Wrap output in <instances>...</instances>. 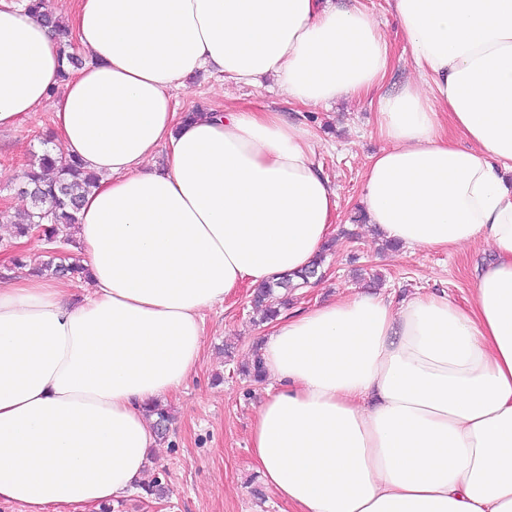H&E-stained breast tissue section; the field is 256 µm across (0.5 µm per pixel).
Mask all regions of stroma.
I'll return each instance as SVG.
<instances>
[{"label": "stroma", "mask_w": 512, "mask_h": 512, "mask_svg": "<svg viewBox=\"0 0 512 512\" xmlns=\"http://www.w3.org/2000/svg\"><path fill=\"white\" fill-rule=\"evenodd\" d=\"M396 47L383 91L399 89L414 75L409 51L387 0H364ZM178 111H223L225 105L275 109L315 128L321 145L316 161L338 194V230L326 255L322 275L292 294L289 309L321 303L375 285L379 292L409 297L448 289L459 302L471 298V273L487 261L482 246L447 253L432 249H384L377 233L353 224L362 174L384 145L377 131L376 94L342 97L314 107L288 104L273 80L253 86L223 87L220 78L198 70L175 90ZM53 110L43 105L13 129L0 132V259L14 245L8 217L24 203L17 193L28 164L46 144L55 142ZM252 288L242 285L223 306L204 313L202 362L186 385L163 398L172 420L152 450L146 479H158L163 496L136 489L129 495L91 508L90 512H292L263 482L250 448V428L266 396V383L242 376L246 363L268 328L254 312Z\"/></svg>", "instance_id": "obj_1"}]
</instances>
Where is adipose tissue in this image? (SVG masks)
I'll return each instance as SVG.
<instances>
[{
    "label": "adipose tissue",
    "mask_w": 512,
    "mask_h": 512,
    "mask_svg": "<svg viewBox=\"0 0 512 512\" xmlns=\"http://www.w3.org/2000/svg\"><path fill=\"white\" fill-rule=\"evenodd\" d=\"M416 76L360 0H78L88 65L0 0V129L51 103L99 181L75 237L90 277L0 278V504L95 507L142 480L148 413L199 365L203 312L310 265L336 231L319 137L271 110L178 116L207 69L290 104L378 91L386 148L359 203L401 248L494 254L472 300L343 295L274 321L250 445L295 512H512V0H388ZM163 167L150 162L160 145Z\"/></svg>",
    "instance_id": "adipose-tissue-1"
}]
</instances>
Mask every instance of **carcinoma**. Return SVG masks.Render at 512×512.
<instances>
[{"label": "carcinoma", "instance_id": "obj_1", "mask_svg": "<svg viewBox=\"0 0 512 512\" xmlns=\"http://www.w3.org/2000/svg\"><path fill=\"white\" fill-rule=\"evenodd\" d=\"M29 10L53 27L59 37L69 36L68 26L47 10L45 0H30ZM97 181L98 177L73 156L68 157L61 152L52 155L48 151L40 154L24 174L19 188V194L28 200L29 207L22 222L15 225L16 235L29 236L36 224L41 225V232L48 239L64 235L67 229L78 224L81 201L96 187ZM322 262L323 255L320 254L304 272L287 274L276 283L256 288L252 299L254 310L262 312L266 321L277 317L279 306L285 304L283 297L316 277ZM37 273L54 278H77L86 274V268L78 258L63 253L41 264Z\"/></svg>", "mask_w": 512, "mask_h": 512}]
</instances>
